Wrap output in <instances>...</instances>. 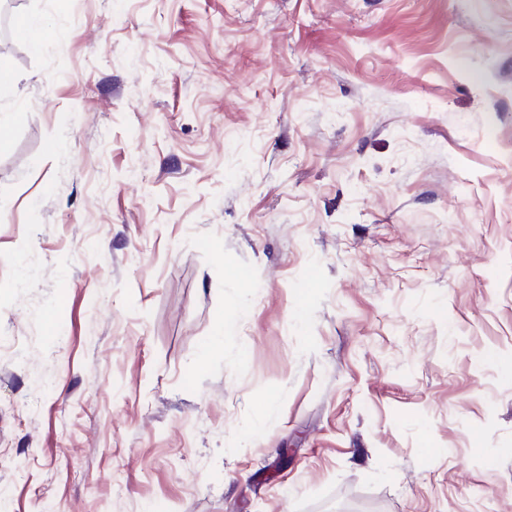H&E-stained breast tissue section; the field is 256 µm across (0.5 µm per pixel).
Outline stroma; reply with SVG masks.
Instances as JSON below:
<instances>
[{
	"mask_svg": "<svg viewBox=\"0 0 512 512\" xmlns=\"http://www.w3.org/2000/svg\"><path fill=\"white\" fill-rule=\"evenodd\" d=\"M1 5L0 512H512V0Z\"/></svg>",
	"mask_w": 512,
	"mask_h": 512,
	"instance_id": "stroma-1",
	"label": "stroma"
}]
</instances>
